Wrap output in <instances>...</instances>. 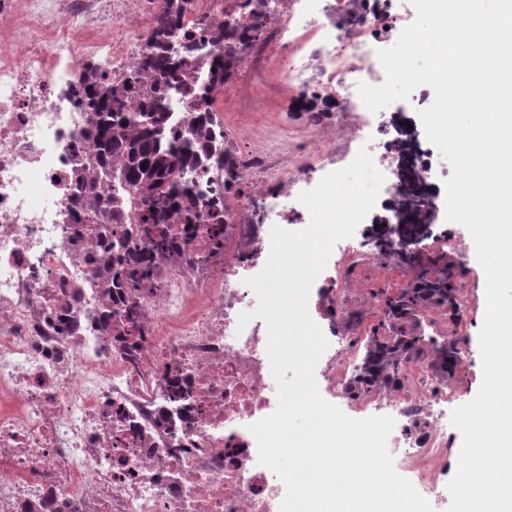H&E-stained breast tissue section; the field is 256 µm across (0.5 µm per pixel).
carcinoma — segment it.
Wrapping results in <instances>:
<instances>
[{"mask_svg":"<svg viewBox=\"0 0 512 512\" xmlns=\"http://www.w3.org/2000/svg\"><path fill=\"white\" fill-rule=\"evenodd\" d=\"M187 3L188 0H170L169 12L156 26L141 65L124 78L123 95L114 93L110 81L93 80L81 88L93 112L90 135L97 165L115 173L136 191L134 206L140 212V223L134 225L132 235L144 239L146 247L132 260L119 251L104 259L111 281L122 290H134L150 279L154 255L176 246V238L169 227L172 212H179L185 235L190 236L196 230L191 189L176 180L175 174L188 165L199 163L200 155L209 154V145L202 142L198 146H173L162 124L163 94L145 85L151 74L167 68L176 17L186 9ZM212 65L214 77L224 81L234 74L237 59L228 51L216 56ZM399 177L404 201L397 213L398 222L390 226L374 225L384 248L389 247L384 241L385 233H390L394 242L411 243L426 236L436 220V212L422 204L425 183L415 166L405 162L400 167ZM455 291L448 269L439 267L438 261L433 260L421 267L414 287L386 298L387 312L396 320H405L414 316L421 306L453 304ZM416 342L417 337L404 331L395 344L372 337L364 373L373 379L387 376L394 361ZM457 359V348H442L437 352L435 367L448 374L454 370Z\"/></svg>","mask_w":512,"mask_h":512,"instance_id":"obj_1","label":"carcinoma"}]
</instances>
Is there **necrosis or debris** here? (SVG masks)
<instances>
[{"mask_svg":"<svg viewBox=\"0 0 512 512\" xmlns=\"http://www.w3.org/2000/svg\"><path fill=\"white\" fill-rule=\"evenodd\" d=\"M168 4L0 0V512H280L285 486L250 430L275 411L277 386L266 323H239L258 306L246 280L263 270L273 227L308 226L299 194L362 150L384 175L381 201L312 285L309 313L329 343L316 381L349 417H393L395 467L441 499L460 445V396L433 366L442 343L366 383L355 352L378 308L350 286L378 253L369 225L402 201L398 125L358 85L384 82L378 52L411 24V0H191L157 84L168 139L195 126L213 151L180 174L198 233L112 309L116 323L135 309L144 338L131 346L102 327L101 250L82 218L108 216L133 189L103 176L96 198L76 196L92 148L79 89L93 74L120 85ZM230 26L249 37L219 83L211 57ZM283 100L300 113L252 121ZM219 218L220 248L208 234Z\"/></svg>","mask_w":512,"mask_h":512,"instance_id":"4bbe7bcc","label":"necrosis or debris"}]
</instances>
